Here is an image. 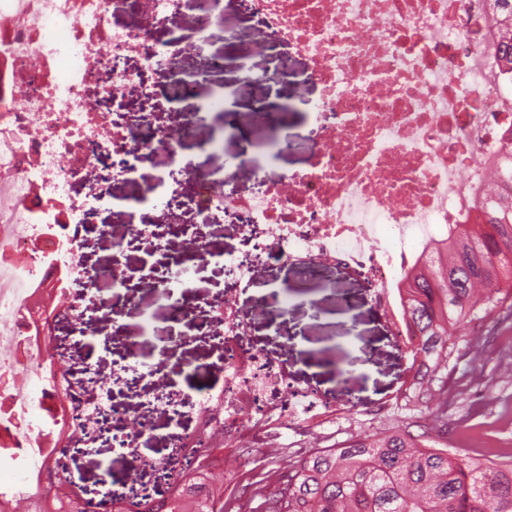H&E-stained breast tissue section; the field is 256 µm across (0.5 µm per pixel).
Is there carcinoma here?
Returning <instances> with one entry per match:
<instances>
[{"instance_id": "obj_1", "label": "carcinoma", "mask_w": 512, "mask_h": 512, "mask_svg": "<svg viewBox=\"0 0 512 512\" xmlns=\"http://www.w3.org/2000/svg\"><path fill=\"white\" fill-rule=\"evenodd\" d=\"M494 46L503 83L512 85V0H492ZM491 181L468 224H450L430 241L400 291L406 325L421 337L420 367L408 382L410 418L425 419L420 434L385 430L358 435L288 465L265 499L266 512H512V458L483 461L438 446L448 434V379L455 346L448 326L464 330L512 297V129ZM474 381L484 349L466 341ZM209 449L192 450L193 463L174 480V490L145 504L112 498V512H224V493L211 481ZM61 477L54 492L32 512H87V505Z\"/></svg>"}]
</instances>
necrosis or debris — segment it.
Here are the masks:
<instances>
[{
    "mask_svg": "<svg viewBox=\"0 0 512 512\" xmlns=\"http://www.w3.org/2000/svg\"><path fill=\"white\" fill-rule=\"evenodd\" d=\"M188 0H0V504L25 499L47 473L67 474L70 451L92 447L107 422L128 419L126 404H100L115 387L136 399L143 380L173 421L193 415L195 432L178 447L209 448L215 436L235 452L258 451L281 431L308 438L335 429L339 408L293 389L285 369L247 341L250 321L235 301L265 258L277 256L312 272L335 263L371 287L374 301L407 350L393 282L415 263L445 225L464 223L484 190L500 133L512 128V87L502 84L492 47L490 0H209L223 18L237 6L261 17L269 42L293 47L310 62L309 82L324 96L314 108L321 146L307 169L269 179L258 172L247 196L209 181L206 160L224 149V130L199 139L185 120L171 133L155 113L121 119L131 87L156 69L177 75L181 48L162 34L181 24ZM121 16L134 27L118 26ZM139 67H129V60ZM198 152H181L185 140ZM127 178L158 163L137 203L164 200L170 212L222 214L252 250L230 267L233 287L211 305L205 333L224 344L216 362L220 387L186 412L164 359L139 368L89 361L72 371L54 361L40 319L55 305L72 332L88 335L81 301L95 288L128 287L130 242L154 243L141 287L163 300L175 323L195 330V309L179 291L207 247L195 224L178 225L181 246L169 254L160 224L129 225L114 237L111 260L83 261L78 230L86 213L110 198L105 161ZM96 174L84 197L75 183ZM180 193L161 197L167 178ZM137 429L114 436L133 463L113 494H165L178 473L176 454L146 460ZM21 472L23 481L11 480Z\"/></svg>",
    "mask_w": 512,
    "mask_h": 512,
    "instance_id": "necrosis-or-debris-1",
    "label": "necrosis or debris"
}]
</instances>
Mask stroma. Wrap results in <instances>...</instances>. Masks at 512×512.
<instances>
[{
    "label": "stroma",
    "instance_id": "stroma-1",
    "mask_svg": "<svg viewBox=\"0 0 512 512\" xmlns=\"http://www.w3.org/2000/svg\"><path fill=\"white\" fill-rule=\"evenodd\" d=\"M227 23L235 32V39L227 42L215 37L206 46L208 52L223 55V69L200 79L195 97L164 106L162 122L176 127L200 100L223 93L224 106L235 115L238 126L225 133L224 153L213 159L208 174L214 183L230 181L235 191L247 196L253 191L255 165L261 162L265 148L253 146L254 163L250 166L232 165L228 159L237 151L240 131L251 128L255 103L270 99L290 104L291 110L284 113L283 119L296 136L295 146L278 156L276 164L278 170L294 172L306 168L319 149L309 108L320 90L307 82L308 62L298 54L292 57L294 69L287 83L244 81L240 62H247L257 73L274 72L278 62L259 50L265 31L259 17L238 11L229 16ZM138 221V210L130 207L90 216L81 230L86 265L97 266L112 255V241L97 232V225ZM236 300L239 310L252 317L250 345L287 367L295 387L311 390L324 403L350 409L354 419L350 434H372L389 427L407 426V419L397 417L371 423L364 420L366 412L388 401L400 389L411 363L392 326L375 306L366 283L333 264L323 265L308 276L287 260L269 259L253 274L249 287L238 290ZM283 304L288 307V315L279 335L274 336L269 333L265 320L254 316L253 311L259 306L273 309ZM469 333L474 338L495 339L482 357L485 373L493 380V389L491 394L479 395L478 412L471 418L474 431H452L448 446L481 456L512 455V372L504 371L501 366L503 357L512 355V319L499 307L472 323ZM165 343L171 346L167 360L169 378L184 388L189 404H198L205 390L221 380L220 375L203 376L197 372L198 366L211 364L223 355L224 345L216 337L194 332L174 338L171 324L160 314L152 324L151 344L133 348L120 345L113 356L120 361L133 358L148 364L155 359L154 345ZM338 367L343 369V376L335 375ZM223 446V439L215 440L212 470L223 478L225 501L245 499L261 503L287 469V456L271 444L266 449L267 460L246 466L225 454ZM129 469V460L114 450L108 433L81 454L73 467L81 485L90 490L99 487L103 476L109 474L118 480Z\"/></svg>",
    "mask_w": 512,
    "mask_h": 512
}]
</instances>
